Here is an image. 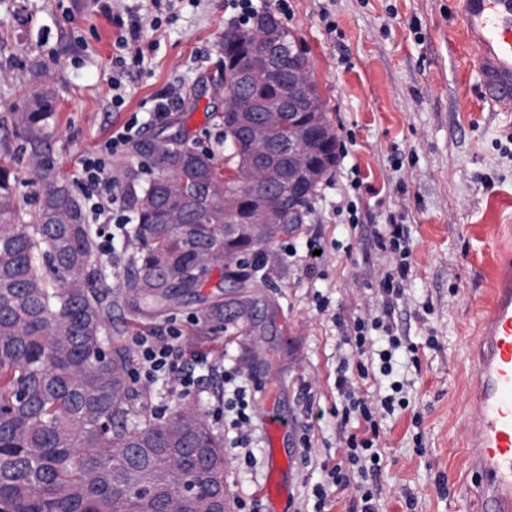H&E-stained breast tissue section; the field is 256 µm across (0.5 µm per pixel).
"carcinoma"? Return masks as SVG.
<instances>
[{
  "label": "carcinoma",
  "instance_id": "carcinoma-1",
  "mask_svg": "<svg viewBox=\"0 0 512 512\" xmlns=\"http://www.w3.org/2000/svg\"><path fill=\"white\" fill-rule=\"evenodd\" d=\"M267 13L255 12L224 34V164L210 151L171 140L150 147L151 180L125 169L137 250L122 288L141 311L163 312L216 269L234 282L249 278L259 247L277 234L226 239L224 220L251 224L264 202L284 225L288 210L309 212L315 193L288 190L300 172L295 156L282 154L281 182L264 200L252 193L248 176H225L242 158L288 143L299 128L311 130L304 113L293 122H266L258 141L236 124L238 98L261 109L288 93V70L310 59L300 38L279 74L256 70L239 85L238 71ZM54 112V93L39 87L11 113L13 134L41 183L32 214L15 204L14 149L0 139V512H222L223 432L197 401L152 414L153 394L134 386L131 352L112 335L106 274L96 267L101 229L88 223L82 199L51 159ZM305 145L309 162L336 165V139ZM203 316L211 327L223 326L224 302L207 303Z\"/></svg>",
  "mask_w": 512,
  "mask_h": 512
}]
</instances>
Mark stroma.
<instances>
[{
  "label": "stroma",
  "mask_w": 512,
  "mask_h": 512,
  "mask_svg": "<svg viewBox=\"0 0 512 512\" xmlns=\"http://www.w3.org/2000/svg\"><path fill=\"white\" fill-rule=\"evenodd\" d=\"M159 14L145 27L142 67L124 77L114 107L112 51L119 29L96 0H28L26 16L0 6V138L11 111L41 82L54 89L51 159L73 191L81 161L129 121L139 131L110 166L153 175L142 145L182 138L223 157L224 88L217 81L228 0H125ZM462 0H288L283 22L311 50L313 78L336 130L339 156L305 223L263 245L247 287L213 274L200 296L142 315L119 281L133 249L103 253L112 321L123 343L177 329L196 363L204 395L224 389L225 369L243 372L254 401L252 462L225 449L224 486L232 502L259 496L267 470L264 409L288 422L292 457L285 512H310L313 485L336 463L346 436L331 408L336 369L354 352L342 343L356 319L376 313L379 280L394 255L378 244L388 224L409 229L411 275L389 320L417 345L418 367L398 364L408 405L380 419L377 512H476L466 460L474 423L467 354L486 306L498 248L512 245V110L484 96L463 35ZM168 110L149 115L147 102ZM324 256L310 263L307 242ZM224 298V327L210 329L202 297ZM437 337L429 345L428 337Z\"/></svg>",
  "instance_id": "obj_1"
}]
</instances>
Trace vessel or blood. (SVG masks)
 <instances>
[{
	"instance_id": "1",
	"label": "vessel or blood",
	"mask_w": 512,
	"mask_h": 512,
	"mask_svg": "<svg viewBox=\"0 0 512 512\" xmlns=\"http://www.w3.org/2000/svg\"><path fill=\"white\" fill-rule=\"evenodd\" d=\"M462 15L476 66L494 105H512V0H463ZM470 415L476 423L468 441L478 512H512V255L499 254L491 298L473 352ZM267 475L261 488L270 512L288 496L283 479L288 456L285 428L270 421Z\"/></svg>"
}]
</instances>
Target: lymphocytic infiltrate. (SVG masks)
Returning a JSON list of instances; mask_svg holds the SVG:
<instances>
[{"instance_id":"f902f5d3","label":"lymphocytic infiltrate","mask_w":512,"mask_h":512,"mask_svg":"<svg viewBox=\"0 0 512 512\" xmlns=\"http://www.w3.org/2000/svg\"><path fill=\"white\" fill-rule=\"evenodd\" d=\"M113 21L123 28L118 41L120 53L114 60L118 71L112 76V104L117 107L124 101L121 69L130 65L142 66L145 56L141 48L142 18L134 17L127 21L122 16L114 15ZM135 134L133 126L123 127L122 131L113 134L102 154L82 162V184L91 203L93 220H100L106 204L118 201L121 182L118 175L113 174L106 157L121 151ZM386 236L391 249L398 251L401 256L398 265L384 273L380 281L384 296L393 299L402 296L409 277V231L406 225L391 224L387 227ZM382 326L381 317L361 318L355 323L353 335L343 339L344 344L350 345L357 356L356 363H342L336 372V389L344 399L341 422L348 425L350 431L340 462L326 468L322 481L312 489V512H325L329 498L351 486L359 494L362 503L360 512H377L373 482L380 467L381 450L377 446L379 431L375 417L377 413L391 414L396 408L405 407L402 396L404 384L392 377L395 356L402 350L409 353L415 350L404 336L391 334L383 340L375 337V330ZM134 346L139 360L137 380L142 386L150 387L162 381L171 384L181 396L196 395L199 380L186 365L185 351L178 334L142 335L135 338ZM368 353L377 356L380 374L391 380L390 394L376 403L362 397L358 387L359 381L368 375L362 361ZM224 384L229 387L230 393L222 397L218 405L231 415L230 426L235 433L234 444L239 454L251 456V402L247 398L245 380L238 373L228 372L224 375Z\"/></svg>"}]
</instances>
